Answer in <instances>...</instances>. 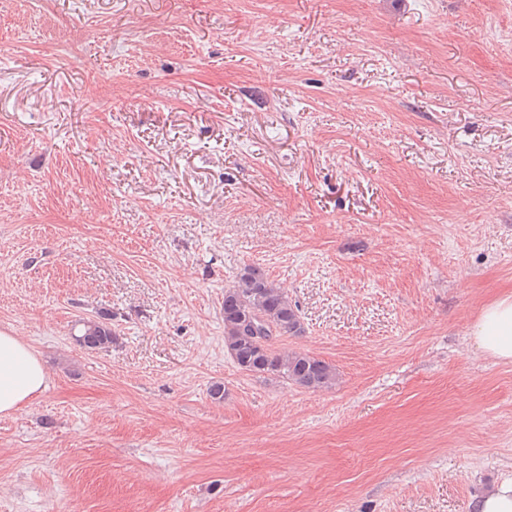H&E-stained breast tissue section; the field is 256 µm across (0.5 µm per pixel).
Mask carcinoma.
Returning <instances> with one entry per match:
<instances>
[{
  "label": "carcinoma",
  "instance_id": "carcinoma-1",
  "mask_svg": "<svg viewBox=\"0 0 512 512\" xmlns=\"http://www.w3.org/2000/svg\"><path fill=\"white\" fill-rule=\"evenodd\" d=\"M302 332L296 305L262 268L245 266L234 284L224 289V348L239 370L276 375L313 391L335 387L338 374L331 364L307 353L273 348L276 337ZM112 340V323L106 313L81 320L75 336L87 350L106 349Z\"/></svg>",
  "mask_w": 512,
  "mask_h": 512
}]
</instances>
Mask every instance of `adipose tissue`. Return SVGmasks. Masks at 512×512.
<instances>
[{
    "label": "adipose tissue",
    "instance_id": "1",
    "mask_svg": "<svg viewBox=\"0 0 512 512\" xmlns=\"http://www.w3.org/2000/svg\"><path fill=\"white\" fill-rule=\"evenodd\" d=\"M477 348L503 363H512V294L486 304L470 327ZM49 386L39 356L13 331L0 330V415L30 404Z\"/></svg>",
    "mask_w": 512,
    "mask_h": 512
}]
</instances>
